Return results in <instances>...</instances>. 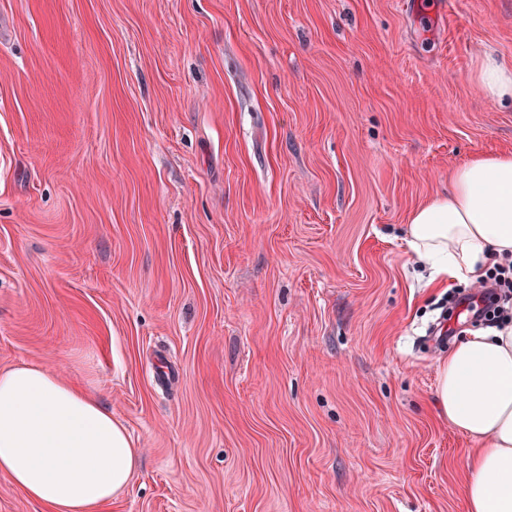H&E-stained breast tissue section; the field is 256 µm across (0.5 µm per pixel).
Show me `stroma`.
Here are the masks:
<instances>
[{"label":"stroma","instance_id":"35a3bbf8","mask_svg":"<svg viewBox=\"0 0 512 512\" xmlns=\"http://www.w3.org/2000/svg\"><path fill=\"white\" fill-rule=\"evenodd\" d=\"M512 0H0V370L96 395L103 512H466L411 213L512 152ZM479 79L484 94L493 100H512V67L487 55L480 66Z\"/></svg>","mask_w":512,"mask_h":512}]
</instances>
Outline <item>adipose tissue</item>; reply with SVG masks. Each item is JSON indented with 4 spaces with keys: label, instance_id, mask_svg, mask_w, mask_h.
Masks as SVG:
<instances>
[{
    "label": "adipose tissue",
    "instance_id": "ef3b65f1",
    "mask_svg": "<svg viewBox=\"0 0 512 512\" xmlns=\"http://www.w3.org/2000/svg\"><path fill=\"white\" fill-rule=\"evenodd\" d=\"M407 245L432 281L475 283L512 254V153L477 154L446 195L414 210ZM440 414L475 441L466 512H512V323L474 333L443 359ZM140 465L126 427L81 386L35 366L0 371V474L49 512H101Z\"/></svg>",
    "mask_w": 512,
    "mask_h": 512
}]
</instances>
